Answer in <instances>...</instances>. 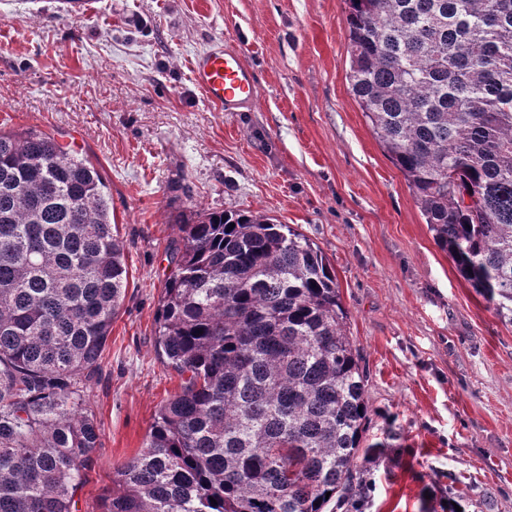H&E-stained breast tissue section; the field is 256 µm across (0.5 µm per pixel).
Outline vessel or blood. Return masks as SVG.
Listing matches in <instances>:
<instances>
[{"label": "vessel or blood", "instance_id": "b4317fda", "mask_svg": "<svg viewBox=\"0 0 512 512\" xmlns=\"http://www.w3.org/2000/svg\"><path fill=\"white\" fill-rule=\"evenodd\" d=\"M192 78L204 98L223 112L253 107L256 81L234 43H217L197 53L192 60Z\"/></svg>", "mask_w": 512, "mask_h": 512}]
</instances>
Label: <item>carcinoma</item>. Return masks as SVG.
<instances>
[{"instance_id":"obj_1","label":"carcinoma","mask_w":512,"mask_h":512,"mask_svg":"<svg viewBox=\"0 0 512 512\" xmlns=\"http://www.w3.org/2000/svg\"><path fill=\"white\" fill-rule=\"evenodd\" d=\"M346 2L366 121L437 246L512 325V0ZM105 189L53 134L0 130V512H75L101 445L80 384L129 278ZM181 226L157 321L180 390L101 512L360 506L367 368L326 258L249 211Z\"/></svg>"}]
</instances>
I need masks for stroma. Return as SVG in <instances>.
<instances>
[{
  "instance_id": "stroma-1",
  "label": "stroma",
  "mask_w": 512,
  "mask_h": 512,
  "mask_svg": "<svg viewBox=\"0 0 512 512\" xmlns=\"http://www.w3.org/2000/svg\"><path fill=\"white\" fill-rule=\"evenodd\" d=\"M344 0H0V129L77 142L106 180L129 269L83 396L101 446L76 492L100 512L181 378L156 351L179 215L253 211L309 238L336 275L368 373L362 512H512V325L460 276L346 79ZM238 43L257 102L222 112L191 62Z\"/></svg>"
}]
</instances>
